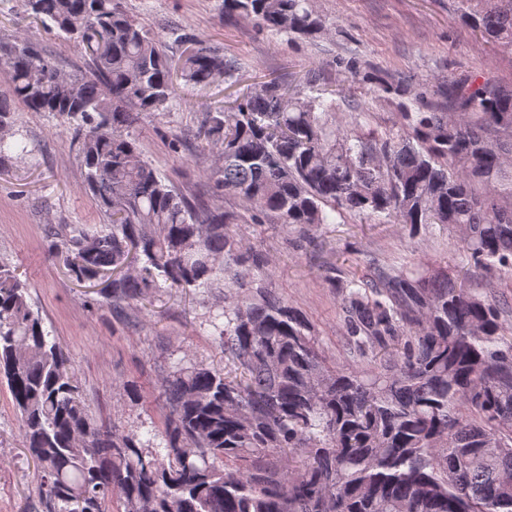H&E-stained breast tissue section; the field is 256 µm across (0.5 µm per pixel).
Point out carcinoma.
<instances>
[{
	"label": "carcinoma",
	"mask_w": 512,
	"mask_h": 512,
	"mask_svg": "<svg viewBox=\"0 0 512 512\" xmlns=\"http://www.w3.org/2000/svg\"><path fill=\"white\" fill-rule=\"evenodd\" d=\"M489 43L512 45V0H458ZM25 14L82 46L85 75L63 74L27 41L0 42V166L13 104L73 130L101 224H49L78 282L112 271V307L160 288L223 291L208 318L224 369L178 365L168 414L146 432L97 424L69 356L33 310L30 286L0 259V376L38 473L46 512H512V309L450 271L380 266L336 288L341 365L306 315L269 291L268 254L244 244L221 205L194 202L144 160L129 128L160 112L178 81L233 79L236 65L195 34L172 60L121 0H24ZM224 16L314 39L312 0H224ZM459 115L401 112L384 132L343 126L336 102L275 79L209 108L198 147L219 148L214 196L253 224L319 227L348 215L435 224L461 259L512 279V90L453 88Z\"/></svg>",
	"instance_id": "obj_1"
}]
</instances>
